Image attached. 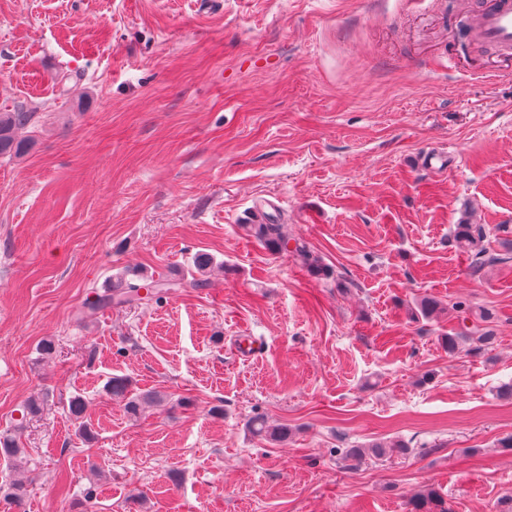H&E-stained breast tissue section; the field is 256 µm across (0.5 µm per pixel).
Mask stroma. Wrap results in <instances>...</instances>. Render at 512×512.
Returning a JSON list of instances; mask_svg holds the SVG:
<instances>
[{"mask_svg": "<svg viewBox=\"0 0 512 512\" xmlns=\"http://www.w3.org/2000/svg\"><path fill=\"white\" fill-rule=\"evenodd\" d=\"M478 2L0 0V112L35 114L0 157V432L27 459L0 457V512H407L428 486L512 512V261L451 244L512 250V56L466 38ZM261 200L331 277L249 235ZM132 270L177 286L79 318ZM425 294L447 314L413 319ZM459 302L495 340L451 357ZM388 440L409 453L345 458ZM487 229L484 224H456L453 231L455 247L466 254L470 260V266L481 270L486 266L497 263H505L510 256L492 252L486 245ZM252 433L264 436L271 441H285L288 436V428L285 426L272 425L264 416L252 417L248 422Z\"/></svg>", "mask_w": 512, "mask_h": 512, "instance_id": "1", "label": "stroma"}]
</instances>
